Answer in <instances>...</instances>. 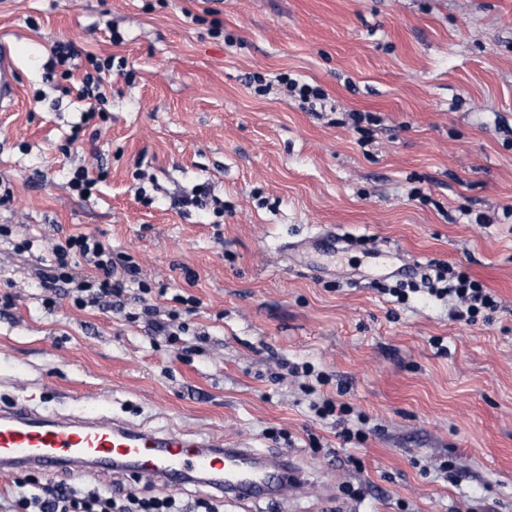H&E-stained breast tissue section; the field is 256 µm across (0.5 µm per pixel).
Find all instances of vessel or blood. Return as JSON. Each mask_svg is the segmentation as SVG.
I'll return each mask as SVG.
<instances>
[{
    "label": "vessel or blood",
    "instance_id": "vessel-or-blood-1",
    "mask_svg": "<svg viewBox=\"0 0 512 512\" xmlns=\"http://www.w3.org/2000/svg\"><path fill=\"white\" fill-rule=\"evenodd\" d=\"M14 66L8 46H0V110L17 100ZM250 448H228L220 436L176 435L117 418L62 417L16 401L0 404V472L33 469L45 474H76L86 468L148 471L171 487L190 478H206L239 495L275 482L224 481L225 469L249 464Z\"/></svg>",
    "mask_w": 512,
    "mask_h": 512
}]
</instances>
